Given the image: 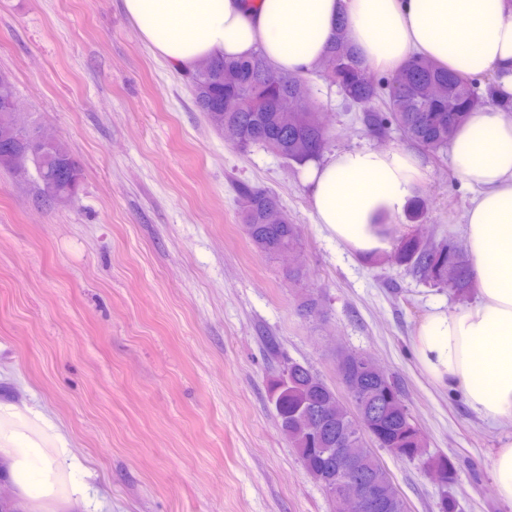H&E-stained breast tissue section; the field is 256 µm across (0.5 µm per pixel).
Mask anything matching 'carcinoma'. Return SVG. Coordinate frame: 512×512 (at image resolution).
I'll return each mask as SVG.
<instances>
[{"label":"carcinoma","instance_id":"obj_1","mask_svg":"<svg viewBox=\"0 0 512 512\" xmlns=\"http://www.w3.org/2000/svg\"><path fill=\"white\" fill-rule=\"evenodd\" d=\"M269 67L262 52L239 60L211 59L204 71L185 73L198 109L208 113L224 108V101L238 107L224 113V123L237 136L235 145L247 150L263 147L281 159L297 165L321 155L327 133L317 113L300 120L288 111V97L295 92L301 75L286 74L284 81L271 86L263 74ZM330 84L338 87L344 98L362 112V122L382 130H394L403 138L433 154L448 153V141L470 112L487 103H496L512 110V100L499 96L495 80L488 81L483 94L472 82L457 77L455 93L463 105L456 113L436 111V89L448 81V69L433 60L412 56L385 83L372 75L370 68L349 44L343 28H338L324 59L315 68ZM43 194L49 198L70 186H79L82 168L72 162L66 144L58 142L54 149L38 160L30 161ZM242 223L247 237L259 252L276 257L283 249L297 245L296 225L292 224L279 198L272 192L248 184L238 187ZM397 263L420 281L437 287H449L463 294L472 286L473 272L466 257L451 248V240L441 238L423 242L416 237L400 239L394 248ZM454 266L455 277L448 280V266ZM365 403L386 417V425L378 436L367 443L364 454L368 464L359 473L363 481L382 484L390 473L378 451L394 449L398 459L412 461L408 449L414 447L416 421L402 398L399 385L391 376L367 375L363 378ZM270 395L280 421L288 425V440L305 469H317L331 459L330 449L336 447V433L344 428L357 432L361 422L350 419L344 426L325 430L320 439L312 441L305 431L318 404L336 390L327 385L309 366L289 362L270 383ZM441 470L446 484L458 479V467L452 459L430 458Z\"/></svg>","mask_w":512,"mask_h":512}]
</instances>
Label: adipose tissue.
Wrapping results in <instances>:
<instances>
[{
    "label": "adipose tissue",
    "instance_id": "1",
    "mask_svg": "<svg viewBox=\"0 0 512 512\" xmlns=\"http://www.w3.org/2000/svg\"><path fill=\"white\" fill-rule=\"evenodd\" d=\"M156 56L178 70L202 59L263 52L285 74H306L338 26L369 68L388 73L422 55L466 77L493 75L512 95V0H123ZM451 172L473 197L464 235L477 291L454 309L436 303L411 339L437 387L480 419L504 426L493 478L512 512V114L474 111L448 143ZM424 176L420 158L357 148L309 161L301 177L317 223L361 257L393 249V225ZM68 442L46 414L0 400V476L12 512H87Z\"/></svg>",
    "mask_w": 512,
    "mask_h": 512
}]
</instances>
